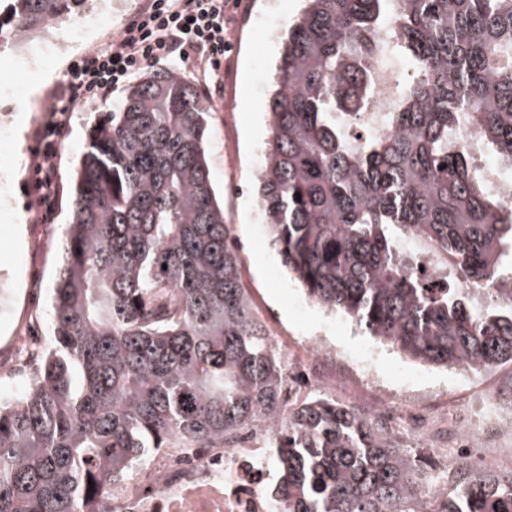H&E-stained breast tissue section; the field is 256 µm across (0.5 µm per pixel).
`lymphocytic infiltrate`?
Instances as JSON below:
<instances>
[{"label": "lymphocytic infiltrate", "instance_id": "f902f5d3", "mask_svg": "<svg viewBox=\"0 0 512 512\" xmlns=\"http://www.w3.org/2000/svg\"><path fill=\"white\" fill-rule=\"evenodd\" d=\"M242 0H150L103 49L83 56L66 72L53 95L49 117L35 132L32 189L41 220L56 201L59 149L80 103H104L145 66L192 60L203 86H210L231 49V11Z\"/></svg>", "mask_w": 512, "mask_h": 512}]
</instances>
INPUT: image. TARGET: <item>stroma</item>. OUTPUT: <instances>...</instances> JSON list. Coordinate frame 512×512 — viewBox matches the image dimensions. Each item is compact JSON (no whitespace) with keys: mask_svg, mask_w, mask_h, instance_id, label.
Returning <instances> with one entry per match:
<instances>
[{"mask_svg":"<svg viewBox=\"0 0 512 512\" xmlns=\"http://www.w3.org/2000/svg\"><path fill=\"white\" fill-rule=\"evenodd\" d=\"M113 10L109 29L90 40L80 16L61 23L60 38L72 48L49 68V76L35 93L0 100V118L14 120L18 111L28 116L23 135H10L8 149H0V391L15 393L26 382L10 372L16 361L14 336L36 330L51 334L50 289L62 264L64 230L70 220L71 187L76 164L84 151L91 123L103 111L114 110L123 90H115L106 107L83 104L73 113L59 151L57 204L50 222L34 218L31 189L35 128L48 117V102L67 67L83 55L111 43L114 31L146 8L147 0H123ZM300 0H249L231 32L230 65L221 70L222 93L208 101L210 122L206 158L212 185L224 203V219L241 247L242 277L259 316L270 317L269 330L280 345L299 352L307 337L328 336L348 366H356L367 351L376 354V370L391 388L401 377H414L418 388L433 391L449 403L463 400L470 391L497 384L512 392V364L488 370L423 367L391 348L377 344L351 322H338L307 301L298 284L281 267L250 191L268 138L266 93L276 39L265 28L281 30L299 13Z\"/></svg>","mask_w":512,"mask_h":512,"instance_id":"35a3bbf8","label":"stroma"}]
</instances>
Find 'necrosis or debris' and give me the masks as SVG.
I'll list each match as a JSON object with an SVG mask.
<instances>
[{"label":"necrosis or debris","instance_id":"necrosis-or-debris-1","mask_svg":"<svg viewBox=\"0 0 512 512\" xmlns=\"http://www.w3.org/2000/svg\"><path fill=\"white\" fill-rule=\"evenodd\" d=\"M64 48L51 32L40 40L21 37L10 43V66L21 74L52 63ZM370 66L377 94L364 114L363 126L380 136L387 132L385 115L405 72L382 51L374 52ZM305 348L302 362L308 369V384L286 385L289 402H301L321 390L348 398L357 393L360 411L387 432H408L459 459L475 455L489 464L500 461L499 448L489 444L487 436L499 432L512 437V398L501 396L498 389L487 387L450 407L441 404L435 393H393L366 356L359 374L336 377L329 365L337 351L326 337L307 338ZM269 428V422H260L258 429L229 433L223 443L210 448L158 449L146 465L104 485L101 496L113 512H274L271 485L277 463L266 446Z\"/></svg>","mask_w":512,"mask_h":512}]
</instances>
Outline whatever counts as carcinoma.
<instances>
[{"label":"carcinoma","mask_w":512,"mask_h":512,"mask_svg":"<svg viewBox=\"0 0 512 512\" xmlns=\"http://www.w3.org/2000/svg\"><path fill=\"white\" fill-rule=\"evenodd\" d=\"M90 5L0 0V38ZM382 34L414 79L388 134L354 147ZM279 44L254 197L281 266L319 308L423 366L512 364V295L476 308L470 289L512 275V200L461 136L479 117L512 168V0H303ZM209 117L192 82L150 70L92 127L50 342L26 389L0 397V512H112L102 487L151 450L208 447L261 416L282 512H512V470L450 461L454 493L424 503L422 449L327 396L286 407V361L210 182ZM419 254L455 277L428 284Z\"/></svg>","instance_id":"cac0c4a2"}]
</instances>
